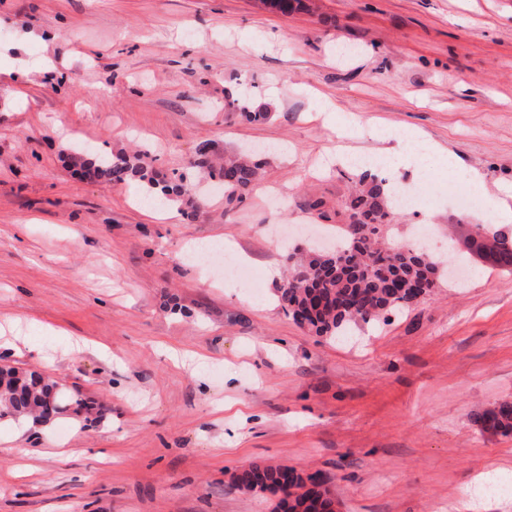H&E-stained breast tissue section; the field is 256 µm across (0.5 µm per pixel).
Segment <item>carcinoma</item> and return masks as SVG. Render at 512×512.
I'll list each match as a JSON object with an SVG mask.
<instances>
[{"instance_id": "obj_1", "label": "carcinoma", "mask_w": 512, "mask_h": 512, "mask_svg": "<svg viewBox=\"0 0 512 512\" xmlns=\"http://www.w3.org/2000/svg\"><path fill=\"white\" fill-rule=\"evenodd\" d=\"M224 111L251 124L270 117L265 105L254 107L241 101L224 103ZM262 158L229 155L224 165L210 169L208 176L224 188V197L233 202L256 181ZM88 178L106 182H123L133 176L148 187H159L169 196L197 195L194 177L181 174L170 181H158L153 171L117 154L98 156L83 164ZM396 193L388 194L385 181L369 171L358 177V186L347 203L350 222L346 224V245L330 252L313 253L296 264L277 289V300L292 319L317 336L336 337L360 323L369 324L390 313L411 307L420 295V288L429 279L438 277L435 262L420 246L393 245L382 240V227L390 223L395 209ZM472 243L493 257V263L512 273V236L492 231L485 224L472 225ZM29 386L34 394L17 398L0 394V417L15 415L35 417L43 386L41 378L30 374ZM474 423L488 433L512 435V402L491 404L473 414ZM242 490L252 492L262 484L273 492H281L277 512H299L306 505L321 512H335L333 499L314 497L305 490L303 473L285 479L277 468L250 466L235 479Z\"/></svg>"}]
</instances>
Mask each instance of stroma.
<instances>
[{
  "label": "stroma",
  "mask_w": 512,
  "mask_h": 512,
  "mask_svg": "<svg viewBox=\"0 0 512 512\" xmlns=\"http://www.w3.org/2000/svg\"><path fill=\"white\" fill-rule=\"evenodd\" d=\"M307 3L0 0V360L102 412L0 421V512H273L232 484L252 464L322 473L339 512H450L482 473L512 481V435L471 420L512 401V275L471 256L461 287L350 343L276 297L347 223L357 174L335 156L388 149L376 128L457 162L403 172L418 197L385 240L431 225L444 263L488 203L512 208V0ZM242 96L270 119L225 111ZM203 145L269 148L244 202L175 196L160 220L138 181L74 164L124 154L168 178ZM474 177L461 210L450 188Z\"/></svg>",
  "instance_id": "1"
}]
</instances>
